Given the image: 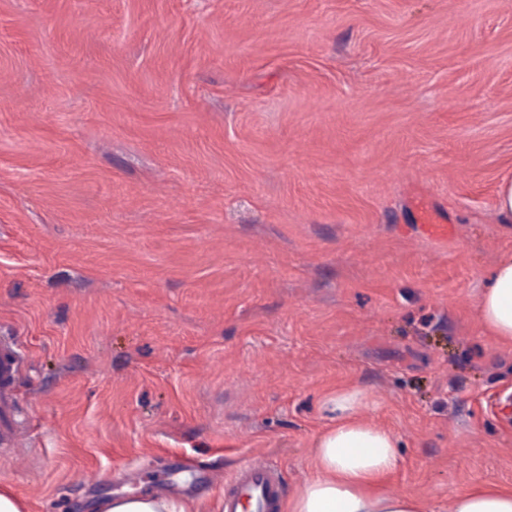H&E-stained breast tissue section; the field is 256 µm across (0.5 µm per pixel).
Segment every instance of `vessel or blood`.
Wrapping results in <instances>:
<instances>
[{
    "label": "vessel or blood",
    "instance_id": "1",
    "mask_svg": "<svg viewBox=\"0 0 512 512\" xmlns=\"http://www.w3.org/2000/svg\"><path fill=\"white\" fill-rule=\"evenodd\" d=\"M418 222L433 237L445 236L448 227L441 214L420 203L416 206ZM25 363L23 352L8 338L0 339V446L19 447L23 426L14 406V385ZM231 490L224 497V512H277L281 487L273 470L263 462L250 463L230 479Z\"/></svg>",
    "mask_w": 512,
    "mask_h": 512
}]
</instances>
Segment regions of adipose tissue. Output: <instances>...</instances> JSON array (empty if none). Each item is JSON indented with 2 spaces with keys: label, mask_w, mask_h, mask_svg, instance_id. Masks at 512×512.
Instances as JSON below:
<instances>
[{
  "label": "adipose tissue",
  "mask_w": 512,
  "mask_h": 512,
  "mask_svg": "<svg viewBox=\"0 0 512 512\" xmlns=\"http://www.w3.org/2000/svg\"><path fill=\"white\" fill-rule=\"evenodd\" d=\"M477 310L485 335L512 346V257L499 261ZM369 403L358 389H340L326 401L329 423L316 441L310 477L288 501V512H429L420 500L383 486L398 465L397 444L380 425L362 421ZM453 512H512V488L483 485L457 494ZM100 512H189L179 498L155 492L107 500Z\"/></svg>",
  "instance_id": "1"
}]
</instances>
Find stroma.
Masks as SVG:
<instances>
[{"label": "stroma", "mask_w": 512, "mask_h": 512, "mask_svg": "<svg viewBox=\"0 0 512 512\" xmlns=\"http://www.w3.org/2000/svg\"><path fill=\"white\" fill-rule=\"evenodd\" d=\"M512 0H0V336L23 512L310 476L365 391L390 493L512 487ZM447 237L424 236L415 204ZM496 215L500 224H512V181L503 182L496 195ZM416 212L418 223L423 226L428 235L442 237L447 234L448 226L443 224V218L437 210L430 208L427 204L418 202ZM477 310L483 333L500 344L512 346V257L497 264ZM25 360L13 340L0 339V444L4 450L21 446L23 424L14 406V385Z\"/></svg>", "instance_id": "stroma-1"}]
</instances>
